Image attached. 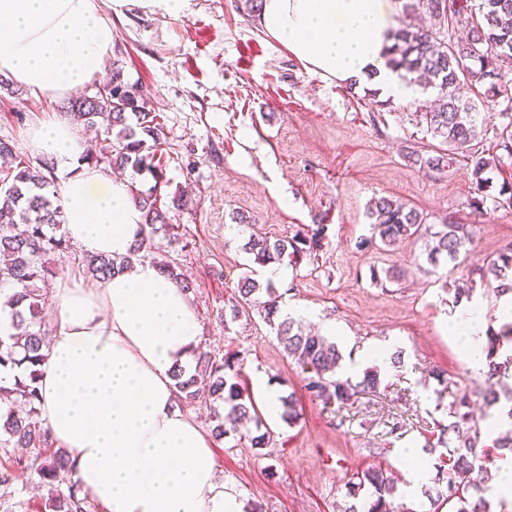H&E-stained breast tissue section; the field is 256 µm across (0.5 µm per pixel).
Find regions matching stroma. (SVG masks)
<instances>
[{
    "mask_svg": "<svg viewBox=\"0 0 512 512\" xmlns=\"http://www.w3.org/2000/svg\"><path fill=\"white\" fill-rule=\"evenodd\" d=\"M113 26L109 59L84 89L95 94L120 65L124 81L165 128L162 182L128 174L135 189L156 188L179 226V243L156 234L154 256L192 282L201 347L238 356L247 390L262 375L281 394L296 393L301 408L294 424L266 422L265 448L236 435L216 442L226 486L263 512H344L348 482L379 466L397 486L396 512H428L429 501L403 463L447 418L424 381L441 369L449 392L466 389L474 398L485 382L448 330L461 279L424 274L420 240L360 247L371 234L368 204L388 197L427 214L432 224H473L465 254L473 270L512 243V207L494 204L501 184L512 182V166L491 172L482 194L489 217L474 223L470 202L479 194L462 159L440 171L409 159L432 150L418 110L433 92L416 86L408 99L391 101L322 77L267 33L245 0H187L176 19L132 6ZM63 103L14 83L0 88V139L27 154L31 128L61 114ZM179 194L187 202L172 208ZM254 229L271 237L319 234L316 252L287 265L278 291L303 309L304 329L335 323L344 359L367 344L403 350V366L382 371L377 393L343 407L312 400L301 368L258 310L224 316L246 271L268 279L244 249ZM12 471L14 493L0 498V512H49L34 473Z\"/></svg>",
    "mask_w": 512,
    "mask_h": 512,
    "instance_id": "obj_1",
    "label": "stroma"
}]
</instances>
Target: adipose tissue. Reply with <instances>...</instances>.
Instances as JSON below:
<instances>
[{"label": "adipose tissue", "mask_w": 512, "mask_h": 512, "mask_svg": "<svg viewBox=\"0 0 512 512\" xmlns=\"http://www.w3.org/2000/svg\"><path fill=\"white\" fill-rule=\"evenodd\" d=\"M0 0V76L63 97L100 71L112 50V16L130 6L168 17L186 0ZM264 30L307 68L348 85L405 99L410 87L386 64L393 19L388 0H260ZM60 174V208L71 242L91 255L122 256L143 231L130 184L79 164L86 141L69 118L33 127L27 142ZM36 381L37 408L73 481L106 512H242L218 477L214 440L176 402L174 371L200 347L187 294L150 263L100 284L63 282ZM486 369L483 315L450 324Z\"/></svg>", "instance_id": "1"}]
</instances>
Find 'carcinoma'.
<instances>
[{
	"label": "carcinoma",
	"mask_w": 512,
	"mask_h": 512,
	"mask_svg": "<svg viewBox=\"0 0 512 512\" xmlns=\"http://www.w3.org/2000/svg\"><path fill=\"white\" fill-rule=\"evenodd\" d=\"M405 17L410 19L429 13L452 28L472 21L464 40L451 35L420 28L402 22L392 36L387 64L408 84L416 83L436 91L439 106L423 112L426 132L439 140L443 152L436 156L409 155L413 164L432 170L446 167L445 159L458 155L471 168L477 188L489 179L487 171L496 169L504 160L512 161V133H500L494 148L500 155L486 156L480 147L487 117L480 107L490 100L502 97L512 104V0H406ZM486 86L484 98L474 99L477 87ZM112 89L95 96L79 92L67 101L66 109L78 125L99 127L103 130L102 144L80 158V163L104 171L132 168L147 172L160 183L163 171L155 165L159 150L166 145L164 128L157 115L147 110L133 87L122 79L117 62H112ZM0 157L10 165L0 170V255L6 263L0 267V290L8 289L4 305L10 308L11 328L14 333L0 339V366L26 363L28 379H16L9 386L0 385V398L22 405L21 411L11 408L0 413V447L41 449L48 446L51 433L39 420L35 401L38 398L33 367L43 361L42 349L47 336L41 330V314L47 293L39 284L56 277V268L48 265L46 256L70 253L72 246L62 227L57 190L53 189L54 165L40 159L37 165L16 153L7 142L0 140ZM136 203L143 211L145 234L137 239L125 256H92L87 262V273L96 282H103L115 274L143 261L153 252L154 236L163 230L173 234L168 212L158 205L155 188L138 192ZM370 215L376 218L371 225L372 238L390 245L399 240H424L426 262L432 272L442 266L455 270L462 264L460 246L473 238L469 224H429L423 214L405 203L381 197L370 204ZM316 242L301 232L293 236L271 238L262 232H253L244 248L254 256V263L266 267L281 265L286 259H300L312 253ZM481 283L496 297L512 296V245L500 252L479 273ZM240 301L231 313L238 317L241 309L256 306L264 319L274 326L277 338L288 356L301 366L305 390L325 404L336 402L347 405L361 393H376L380 386L377 369L368 368L355 381L337 372L342 358L335 343L325 336L303 330L291 318L274 321L279 311V299L274 284H260L246 276L238 283ZM264 293L266 300L256 298ZM487 371L486 388L482 393L485 410L483 421L493 418L490 409L506 400L507 415L512 419V385L505 386L504 378L512 373V321L499 328L487 329L485 346ZM237 360L232 356L221 359L201 350L196 354L194 372H173L179 397L194 400L203 395L228 405L234 418L226 421L216 417L211 433L216 438L237 431L249 423L261 429L262 419L253 400L238 381ZM281 419L294 423L300 416L294 394L280 398ZM436 442L426 445L430 454L439 448L435 463L434 487L424 491L431 504L456 502L455 512H492L486 498L489 487L488 463L494 457L512 455V431L497 437L492 447L483 444V429L474 414L473 401L467 390L452 394L448 421L438 423ZM36 473L39 484L48 488L51 512H85L84 499L79 490L71 487L69 494H58L56 483L73 470V461L66 451H57L43 461L30 463L17 460ZM369 496L366 512H394L392 499L396 485L380 467L364 470L358 481L348 486V497L355 503L345 512H359L356 503L361 491Z\"/></svg>",
	"instance_id": "carcinoma-1"
}]
</instances>
